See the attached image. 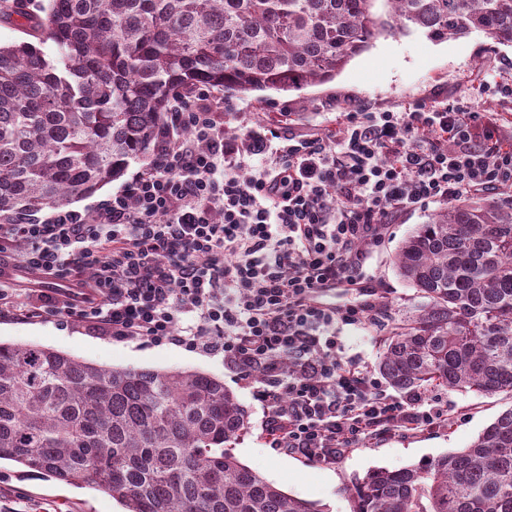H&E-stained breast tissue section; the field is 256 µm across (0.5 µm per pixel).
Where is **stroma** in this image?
<instances>
[{
  "label": "stroma",
  "mask_w": 512,
  "mask_h": 512,
  "mask_svg": "<svg viewBox=\"0 0 512 512\" xmlns=\"http://www.w3.org/2000/svg\"><path fill=\"white\" fill-rule=\"evenodd\" d=\"M512 84V46L491 45L480 32L434 41L421 33L382 37L366 52L352 59L328 83L299 91L257 93L234 97L235 111L225 113L224 128L230 139H244L248 132L276 129L292 134H339L336 107L365 103L375 108L403 110L421 102L438 105L458 96L496 113L500 124L512 123V104L497 102L483 92L490 80ZM249 121H242V113ZM438 204L395 216L366 262L375 285L384 293L383 308L374 324L343 327L342 354L376 369L380 342L423 303L422 297L398 275L394 252L416 225L426 223ZM0 341L37 345L104 366L187 368L223 378L249 415L250 429L233 443L234 455L286 492L316 503L320 512H351L349 489L354 478L375 467L399 469L435 459L468 447L503 411L512 408V396L492 397L430 389L439 406L447 407L443 427L414 434L390 433L369 441L332 465L305 461L297 455L274 450L262 429L263 409L251 387L239 382L219 357H209L172 344L159 346L116 342L89 331L75 321H38L0 318ZM27 512H122L106 494L75 488L56 480L23 476L10 462L0 463V512L15 505Z\"/></svg>",
  "instance_id": "stroma-1"
}]
</instances>
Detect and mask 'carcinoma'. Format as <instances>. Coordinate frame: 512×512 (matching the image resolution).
<instances>
[{
    "mask_svg": "<svg viewBox=\"0 0 512 512\" xmlns=\"http://www.w3.org/2000/svg\"><path fill=\"white\" fill-rule=\"evenodd\" d=\"M0 21L22 32L0 43L5 219L121 177L150 155L172 96L199 85L301 90L413 32L512 45V0H4ZM394 265L425 302L384 341L387 382L512 395V196L456 201L401 241ZM248 430L214 375L0 342V461L125 512H320L235 457ZM352 512H512V408L461 451L355 479Z\"/></svg>",
    "mask_w": 512,
    "mask_h": 512,
    "instance_id": "carcinoma-1",
    "label": "carcinoma"
}]
</instances>
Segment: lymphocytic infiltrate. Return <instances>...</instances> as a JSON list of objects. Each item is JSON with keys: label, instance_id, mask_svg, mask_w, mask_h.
Instances as JSON below:
<instances>
[{"label": "lymphocytic infiltrate", "instance_id": "f902f5d3", "mask_svg": "<svg viewBox=\"0 0 512 512\" xmlns=\"http://www.w3.org/2000/svg\"><path fill=\"white\" fill-rule=\"evenodd\" d=\"M233 109L208 87L174 96L150 161L92 214L0 224V317L64 316L116 341L223 356L254 385L271 447L321 464L444 426L426 392L393 400L342 360L337 328L376 317L364 266L382 225L512 189V141L465 97L342 108L339 143L270 129L236 147L224 138ZM337 288L360 302H324Z\"/></svg>", "mask_w": 512, "mask_h": 512}]
</instances>
